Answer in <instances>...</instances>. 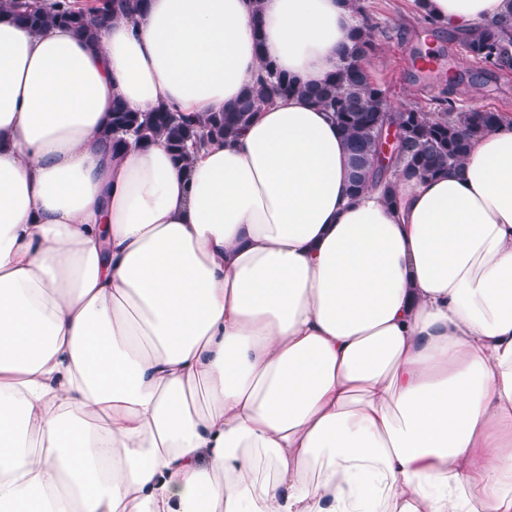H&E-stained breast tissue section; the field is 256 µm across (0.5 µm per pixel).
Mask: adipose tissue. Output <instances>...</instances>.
<instances>
[{
	"instance_id": "ef3b65f1",
	"label": "adipose tissue",
	"mask_w": 512,
	"mask_h": 512,
	"mask_svg": "<svg viewBox=\"0 0 512 512\" xmlns=\"http://www.w3.org/2000/svg\"><path fill=\"white\" fill-rule=\"evenodd\" d=\"M354 2L148 0L93 43L0 14V512H512V117L391 201L301 94L187 173L103 137L116 99L323 83Z\"/></svg>"
}]
</instances>
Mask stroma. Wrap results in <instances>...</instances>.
Wrapping results in <instances>:
<instances>
[{"instance_id": "stroma-1", "label": "stroma", "mask_w": 512, "mask_h": 512, "mask_svg": "<svg viewBox=\"0 0 512 512\" xmlns=\"http://www.w3.org/2000/svg\"><path fill=\"white\" fill-rule=\"evenodd\" d=\"M378 24L379 50L368 62L376 83L386 89L390 102L430 104L441 90L433 76L420 73L415 57L435 51L438 69L462 74L456 89L462 104L498 110L512 115V74L499 78L482 75L481 66L448 40L447 34H431L421 21L414 0H362Z\"/></svg>"}]
</instances>
